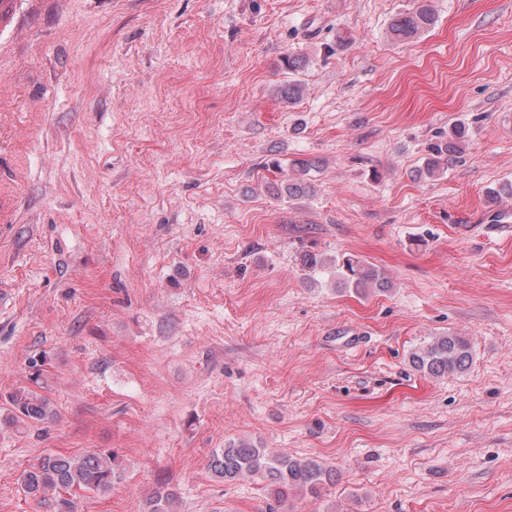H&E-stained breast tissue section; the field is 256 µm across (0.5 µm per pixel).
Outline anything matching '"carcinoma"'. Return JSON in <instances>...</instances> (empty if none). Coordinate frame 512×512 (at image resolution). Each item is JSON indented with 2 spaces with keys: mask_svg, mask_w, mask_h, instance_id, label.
<instances>
[{
  "mask_svg": "<svg viewBox=\"0 0 512 512\" xmlns=\"http://www.w3.org/2000/svg\"><path fill=\"white\" fill-rule=\"evenodd\" d=\"M432 0H414L411 10L397 14L389 25V35L394 41H404L431 28L435 21ZM304 87L293 79L281 86V99L292 104L303 95ZM466 129L455 126L448 131V140H438L428 146L424 166L418 176L435 177L452 164L463 151ZM312 163L305 160L292 162V174L285 178L277 195L294 197L309 191L304 176L311 171ZM337 284L364 294L371 288L385 290L389 281L374 264L355 255H342L334 259ZM473 354L469 341L463 336H435L425 346L412 353L413 367L431 377L461 374L472 364ZM31 387L10 396L8 422L27 425L43 423L54 417L50 399L40 393L45 382L44 370L37 368L30 377ZM213 473L232 482L243 477L258 476L267 481L270 499L281 505L301 492L319 498L332 484V470L322 461L313 458H296L287 454L270 455L265 449L245 442H227L212 456ZM124 467L111 451H89L80 456L49 453L22 471L19 485L24 496L36 501L42 512H76L75 491L95 494L109 492L112 485L123 476ZM177 496L166 486L153 494L148 512H174Z\"/></svg>",
  "mask_w": 512,
  "mask_h": 512,
  "instance_id": "cac0c4a2",
  "label": "carcinoma"
}]
</instances>
